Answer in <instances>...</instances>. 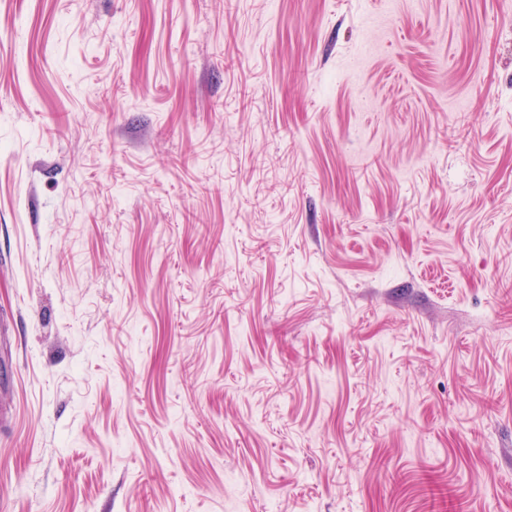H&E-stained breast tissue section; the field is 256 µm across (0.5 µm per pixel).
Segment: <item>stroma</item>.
Listing matches in <instances>:
<instances>
[{
	"mask_svg": "<svg viewBox=\"0 0 512 512\" xmlns=\"http://www.w3.org/2000/svg\"><path fill=\"white\" fill-rule=\"evenodd\" d=\"M0 512H512V0H0Z\"/></svg>",
	"mask_w": 512,
	"mask_h": 512,
	"instance_id": "1",
	"label": "stroma"
}]
</instances>
